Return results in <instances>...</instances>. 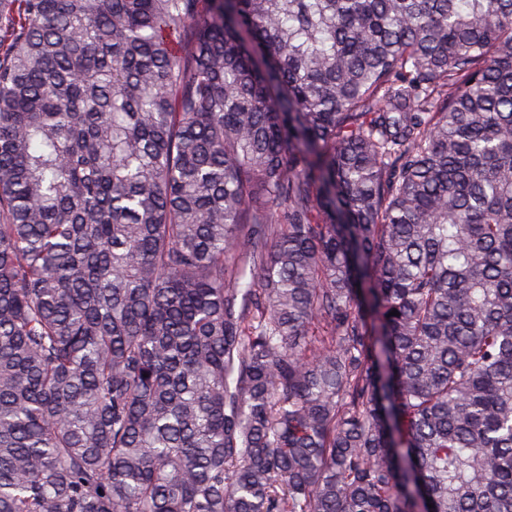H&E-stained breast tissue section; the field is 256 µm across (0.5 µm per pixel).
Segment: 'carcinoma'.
<instances>
[{
	"label": "carcinoma",
	"mask_w": 512,
	"mask_h": 512,
	"mask_svg": "<svg viewBox=\"0 0 512 512\" xmlns=\"http://www.w3.org/2000/svg\"><path fill=\"white\" fill-rule=\"evenodd\" d=\"M0 512H512V0H0Z\"/></svg>",
	"instance_id": "1"
}]
</instances>
